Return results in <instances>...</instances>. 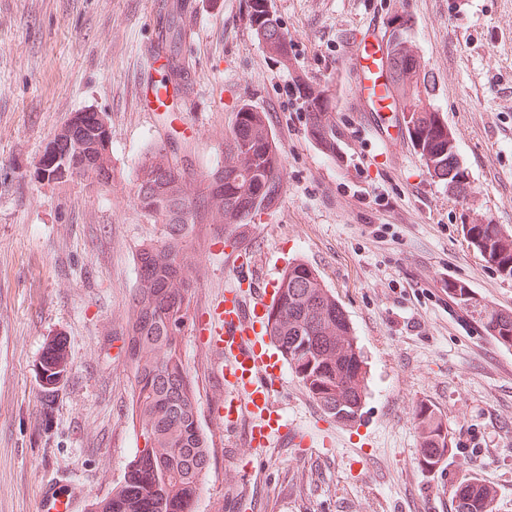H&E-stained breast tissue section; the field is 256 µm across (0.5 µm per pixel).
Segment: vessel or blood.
<instances>
[{
  "instance_id": "1",
  "label": "vessel or blood",
  "mask_w": 512,
  "mask_h": 512,
  "mask_svg": "<svg viewBox=\"0 0 512 512\" xmlns=\"http://www.w3.org/2000/svg\"><path fill=\"white\" fill-rule=\"evenodd\" d=\"M388 43L381 30L356 31L349 43L346 67L360 84L349 104L351 111L368 115V128L377 147L393 150L395 143L380 113L379 98L398 101L406 85L419 81L411 71L392 79L387 63ZM274 301L273 293L253 282L237 279L213 304L202 322L208 348L224 361L223 419L225 429L247 423L246 438L255 447L270 446L284 438L295 446L314 447L305 430L290 426L277 399L283 380V362L269 347L263 315Z\"/></svg>"
}]
</instances>
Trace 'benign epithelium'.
<instances>
[{"instance_id": "obj_1", "label": "benign epithelium", "mask_w": 512, "mask_h": 512, "mask_svg": "<svg viewBox=\"0 0 512 512\" xmlns=\"http://www.w3.org/2000/svg\"><path fill=\"white\" fill-rule=\"evenodd\" d=\"M110 144L111 129L101 113L77 112L56 132L50 146L53 159L51 163L43 165V168H53L52 177L57 180H73L80 174L78 166L73 163L76 153L87 146L107 152Z\"/></svg>"}]
</instances>
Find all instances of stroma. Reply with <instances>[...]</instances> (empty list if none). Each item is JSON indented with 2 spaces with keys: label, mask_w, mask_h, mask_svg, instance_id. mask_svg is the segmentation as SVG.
Listing matches in <instances>:
<instances>
[{
  "label": "stroma",
  "mask_w": 512,
  "mask_h": 512,
  "mask_svg": "<svg viewBox=\"0 0 512 512\" xmlns=\"http://www.w3.org/2000/svg\"><path fill=\"white\" fill-rule=\"evenodd\" d=\"M195 26L179 41L186 83L167 106L135 92L160 79L158 27L171 4ZM291 41L287 59L256 38L245 0H0V512H40L46 485L76 488L89 512L120 482L139 446L126 354L143 245L166 225L135 202L149 151L202 177L224 161L239 108L263 112L284 160L278 203L241 241L254 270L279 279L314 268L349 316L367 361V395L350 424L329 418L292 372L289 423L331 444L251 447L224 429L220 363L199 325L234 283L220 224L185 227L194 286L179 354L194 388L211 463L196 512H455L449 472L492 487L512 512V348L488 337L447 280L512 311V280L467 243L482 219L512 231V0H269ZM404 17L433 82L430 102L453 133L471 193L459 201L417 152L400 162L370 148L344 103L358 84L345 55L355 29ZM334 98L336 152L309 135L294 92ZM112 131V183L42 178L54 133L77 112ZM66 372L40 403L44 353ZM447 436L435 467L420 455L421 407Z\"/></svg>",
  "instance_id": "stroma-1"
}]
</instances>
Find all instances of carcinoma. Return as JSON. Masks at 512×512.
<instances>
[{"label": "carcinoma", "mask_w": 512, "mask_h": 512, "mask_svg": "<svg viewBox=\"0 0 512 512\" xmlns=\"http://www.w3.org/2000/svg\"><path fill=\"white\" fill-rule=\"evenodd\" d=\"M250 25L269 48L288 55L290 40L271 15L268 0H247ZM180 16L172 11L159 44L168 49L170 80L181 78L174 47L180 34ZM394 74L408 65L402 48L406 23L392 20ZM308 130L324 149L336 147L330 122V96L298 87ZM412 146L432 176L464 199L469 181L460 166L455 140L440 117L418 97L399 105ZM80 169L93 180L106 177L96 155L87 154ZM283 166L279 147L264 113L244 107L224 139V163L201 180L172 164L166 148H154L142 162L137 178V204L168 226L167 239L143 246L137 254L138 280L128 333V354L134 376V404L138 430L149 450L127 464L112 493L91 504V512H195L209 470L208 440L196 423L197 401L188 374L177 355L178 337L168 323L178 311H187L193 280L182 237L183 224H202L212 216L228 234L240 235L254 218L281 197ZM480 257L500 276L512 278V233L498 224L477 220L464 231ZM460 305L478 320L487 336L512 348V312L506 314L482 303L461 281L448 283ZM267 335L297 379L328 416L351 423L360 417L366 397V361L352 323L343 307L309 265L288 263L277 287V299L268 311ZM64 354L52 348L44 355L43 373L53 383L52 366ZM424 423L422 455L434 467L447 448L446 436L434 413L420 410ZM456 512H492V491L477 480L454 490Z\"/></svg>", "instance_id": "1"}]
</instances>
